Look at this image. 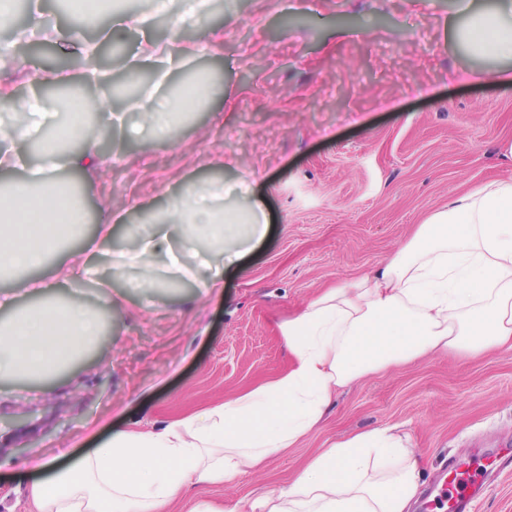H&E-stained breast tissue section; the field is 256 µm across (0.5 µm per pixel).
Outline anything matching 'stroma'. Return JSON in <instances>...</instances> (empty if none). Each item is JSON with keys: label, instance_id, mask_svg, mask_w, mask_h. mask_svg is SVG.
Returning <instances> with one entry per match:
<instances>
[{"label": "stroma", "instance_id": "obj_1", "mask_svg": "<svg viewBox=\"0 0 512 512\" xmlns=\"http://www.w3.org/2000/svg\"><path fill=\"white\" fill-rule=\"evenodd\" d=\"M461 0H212L196 25L170 34V15L151 33L172 43L142 88L167 93L192 72L224 86V100L183 120L171 144L113 132L98 170L60 172L86 198L88 222L66 248L79 250L102 218L121 211L117 239L142 223L140 204L213 180L251 185L269 206L267 238L205 296L174 281L149 298L113 278L64 285L58 297L96 303L126 292L122 308L70 371L42 383L0 379V512H34L19 472L46 457L68 463L117 429H152L223 403L290 364L277 325L322 288L349 282L412 235L450 198L512 174V89L465 72L501 60L450 47L444 22ZM212 32L208 50L195 46ZM140 35L113 32L106 83L89 98L128 109L117 89ZM129 111V109H128ZM136 122L140 113L129 111ZM396 428L420 460L421 485L478 458L485 491L473 512H512V350L476 359L424 358L358 380L340 392L323 424L260 474L234 486L194 488L182 512L223 505L294 480L321 449L344 436Z\"/></svg>", "mask_w": 512, "mask_h": 512}]
</instances>
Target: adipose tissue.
<instances>
[{
	"label": "adipose tissue",
	"mask_w": 512,
	"mask_h": 512,
	"mask_svg": "<svg viewBox=\"0 0 512 512\" xmlns=\"http://www.w3.org/2000/svg\"><path fill=\"white\" fill-rule=\"evenodd\" d=\"M512 0L471 15L455 29L467 52L512 60ZM153 14H114L118 28L143 32L129 75L162 52L148 39ZM101 26L95 7L68 17L65 28L43 13L30 15L27 39L65 35L82 43L80 82L96 85ZM208 81L185 82L173 95L135 102L157 142L171 139L176 115L223 98ZM22 117L0 126V169L24 165L21 145L49 126L38 164L25 179L0 186V276L21 277L39 304L0 322V377L58 375L100 331L97 311L55 296L59 284L94 276L83 251L55 256L87 221L83 197L57 176L61 166L92 175L100 161L83 125L92 104L78 96L67 121L43 95L19 100ZM227 189L210 181L171 195L148 218L146 235L113 247L115 226L98 224L94 244L108 250L112 275L135 270L129 287L143 296L158 283L157 268L191 278L207 293L224 290V269L266 236L263 198L247 197L243 213L226 210ZM288 370L207 411L143 432L118 430L60 466L43 459L17 478L29 482L36 512H162L201 484H232L261 470L270 455L306 437L330 411L341 389L365 376L448 351L474 357L512 349V178L487 182L449 200L420 224L413 238L351 283L325 288L279 326ZM420 470L401 436L389 429L337 440L311 459L290 484L205 512H410Z\"/></svg>",
	"instance_id": "1"
}]
</instances>
